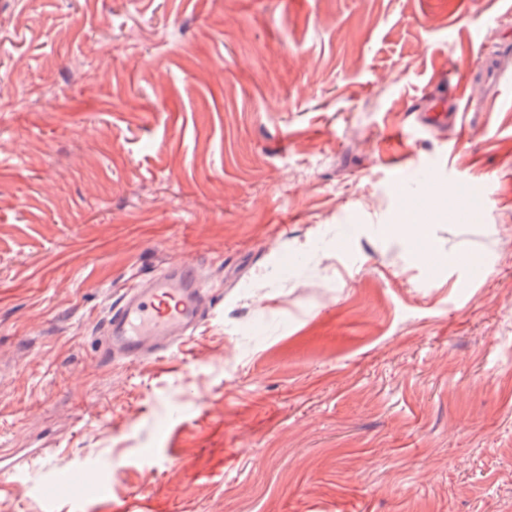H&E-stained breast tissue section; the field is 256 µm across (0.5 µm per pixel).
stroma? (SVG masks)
<instances>
[{"label": "stroma", "mask_w": 512, "mask_h": 512, "mask_svg": "<svg viewBox=\"0 0 512 512\" xmlns=\"http://www.w3.org/2000/svg\"><path fill=\"white\" fill-rule=\"evenodd\" d=\"M497 77L512 0H0V512H512ZM184 258L221 321L100 360Z\"/></svg>", "instance_id": "1"}]
</instances>
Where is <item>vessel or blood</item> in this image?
Segmentation results:
<instances>
[{
	"label": "vessel or blood",
	"instance_id": "obj_1",
	"mask_svg": "<svg viewBox=\"0 0 512 512\" xmlns=\"http://www.w3.org/2000/svg\"><path fill=\"white\" fill-rule=\"evenodd\" d=\"M204 295L198 269L187 263L172 265L146 280H132L104 326L102 357L117 354L138 363L185 346L202 322L218 314Z\"/></svg>",
	"mask_w": 512,
	"mask_h": 512
}]
</instances>
